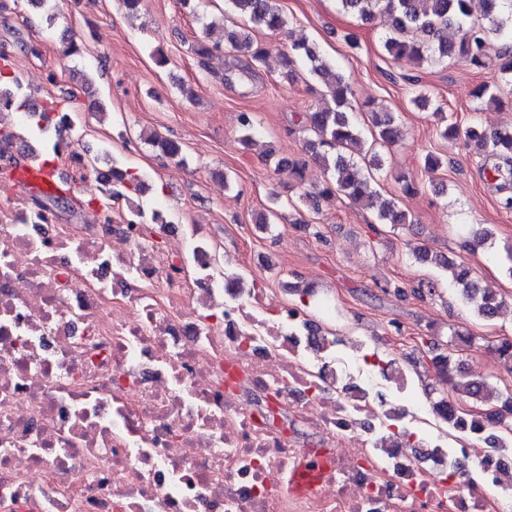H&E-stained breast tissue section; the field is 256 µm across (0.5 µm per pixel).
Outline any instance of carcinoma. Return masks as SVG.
I'll use <instances>...</instances> for the list:
<instances>
[{
	"label": "carcinoma",
	"mask_w": 512,
	"mask_h": 512,
	"mask_svg": "<svg viewBox=\"0 0 512 512\" xmlns=\"http://www.w3.org/2000/svg\"><path fill=\"white\" fill-rule=\"evenodd\" d=\"M342 9L357 15L367 24L379 18L390 22V32L385 37L384 47L395 60L411 59L418 63L433 57L443 60L457 59L474 70L485 68L492 59H497L501 74L512 78V52L500 48L512 42V0H483L485 8L474 13L473 0H338ZM227 12L241 17L224 27V41H213L209 36L197 39L190 47L199 62H204L224 47L245 53L252 65L265 62L268 50L253 37V31L265 30L283 33L288 19L277 7L276 0H225ZM455 37H448V31ZM305 61L309 71L316 76L326 89V99L317 108L304 115L303 130L308 138L303 154L279 157L274 160V171L286 172L298 181L305 178L309 162L322 168L325 175L323 184L313 193H305L301 202L312 210L319 209L323 201L345 196L369 210L377 211V218L385 224L403 225L407 216L396 210L392 202L380 197L374 187V172L382 168L380 151L394 145L400 135V126L390 112H374L371 115L369 137H362V131L353 117L351 98L353 90L345 76L324 62L313 44L295 41L291 51L281 56V66L288 78H295L297 60ZM472 96L487 106L500 108L503 98L480 84ZM12 110L27 108V98L21 79L13 75L6 77L0 66V105ZM56 111L49 106L42 110L29 111L31 122L28 133L33 135L43 130L48 114ZM440 137L447 140L464 139L466 146L477 152L503 160L505 167L494 169L495 179L505 184L512 183V131H485L474 125L465 129L456 122L440 127ZM163 154L171 158L182 156V146L171 139L157 134L149 136ZM106 187L101 189V199L108 203L123 198L132 202V195L143 191L144 181L129 170L113 166L101 174ZM454 283L460 287L462 296L473 305L478 316L493 318L502 306L497 293L482 288L472 277L471 269L463 264L452 266ZM452 389L462 396L484 406L479 413L487 428L498 426L500 432H512V414L498 415L501 404H512V394L502 396L485 382L477 380L448 381ZM437 415L454 427L461 407L458 403L441 399L434 404Z\"/></svg>",
	"instance_id": "cac0c4a2"
}]
</instances>
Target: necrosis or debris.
Here are the masks:
<instances>
[{"label": "necrosis or debris", "mask_w": 512, "mask_h": 512, "mask_svg": "<svg viewBox=\"0 0 512 512\" xmlns=\"http://www.w3.org/2000/svg\"><path fill=\"white\" fill-rule=\"evenodd\" d=\"M156 231L0 203V512H512L472 417L449 443L401 366L387 401L368 341L337 359L306 310L224 278L207 225Z\"/></svg>", "instance_id": "4bbe7bcc"}]
</instances>
